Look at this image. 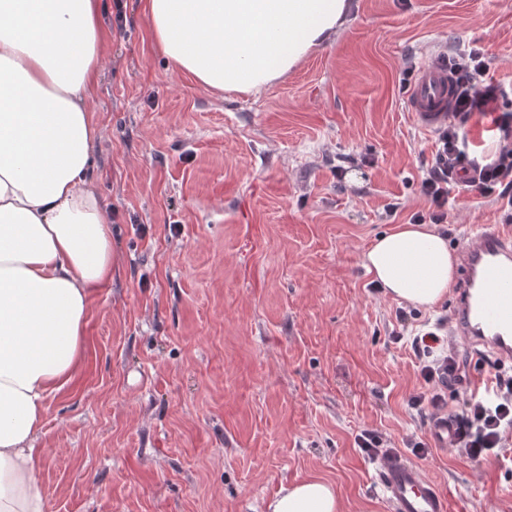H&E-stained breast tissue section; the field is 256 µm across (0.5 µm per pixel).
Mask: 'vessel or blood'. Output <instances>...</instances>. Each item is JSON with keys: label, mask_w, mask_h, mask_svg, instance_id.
Returning <instances> with one entry per match:
<instances>
[{"label": "vessel or blood", "mask_w": 512, "mask_h": 512, "mask_svg": "<svg viewBox=\"0 0 512 512\" xmlns=\"http://www.w3.org/2000/svg\"><path fill=\"white\" fill-rule=\"evenodd\" d=\"M455 87L448 60L436 56L423 65L411 86L406 109L424 128L448 123ZM461 277L453 290L450 335L500 361H512V231L479 230L459 251ZM447 415L432 418L429 435L436 447L453 439ZM377 476L392 512H450L448 497L424 468L399 452L382 459Z\"/></svg>", "instance_id": "obj_1"}]
</instances>
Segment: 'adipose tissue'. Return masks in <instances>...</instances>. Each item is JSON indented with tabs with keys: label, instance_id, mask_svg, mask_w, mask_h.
<instances>
[{
	"label": "adipose tissue",
	"instance_id": "1",
	"mask_svg": "<svg viewBox=\"0 0 512 512\" xmlns=\"http://www.w3.org/2000/svg\"><path fill=\"white\" fill-rule=\"evenodd\" d=\"M352 0H146L151 39L208 89L250 94L335 36ZM107 33L100 0H0V512H47L34 443L49 397L78 367L89 299L112 277L110 217L89 176L87 102ZM368 272L429 308L455 258L425 224L375 238ZM267 512H343L318 479L281 486Z\"/></svg>",
	"mask_w": 512,
	"mask_h": 512
}]
</instances>
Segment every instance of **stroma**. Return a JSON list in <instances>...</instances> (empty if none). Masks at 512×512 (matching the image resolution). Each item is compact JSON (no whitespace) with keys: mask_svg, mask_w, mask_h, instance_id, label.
I'll return each mask as SVG.
<instances>
[{"mask_svg":"<svg viewBox=\"0 0 512 512\" xmlns=\"http://www.w3.org/2000/svg\"><path fill=\"white\" fill-rule=\"evenodd\" d=\"M353 2L335 38L243 96L174 70L143 0H101L111 42L89 109L112 278L89 300L77 373L47 402V512H266L310 478L344 512H390L357 438L399 452L427 439L411 339L453 309L390 297L365 267L374 238L429 209L435 134L405 110L403 57L481 45L512 100V0ZM477 225L512 227V211L453 189L438 227L450 250ZM421 463L451 512H512V446L433 447Z\"/></svg>","mask_w":512,"mask_h":512,"instance_id":"1","label":"stroma"}]
</instances>
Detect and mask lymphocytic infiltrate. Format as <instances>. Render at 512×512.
Returning a JSON list of instances; mask_svg holds the SVG:
<instances>
[{"instance_id":"1","label":"lymphocytic infiltrate","mask_w":512,"mask_h":512,"mask_svg":"<svg viewBox=\"0 0 512 512\" xmlns=\"http://www.w3.org/2000/svg\"><path fill=\"white\" fill-rule=\"evenodd\" d=\"M483 47L471 44L460 47L453 57L452 71L458 78L457 98L452 118L438 132V149L421 180V192L428 199V215L414 214V223H446L448 196L462 173H474V187L496 194L502 206L512 210V113L506 99L487 76ZM498 113L495 129L500 149L496 159L480 164L471 159L463 128L471 114ZM425 382L434 384L429 396L414 397L415 406L439 408L440 387L457 378L459 364L450 339L427 331L411 342ZM512 435V369L494 365L483 390L471 393L456 416L453 445L471 458H480L504 447Z\"/></svg>"}]
</instances>
